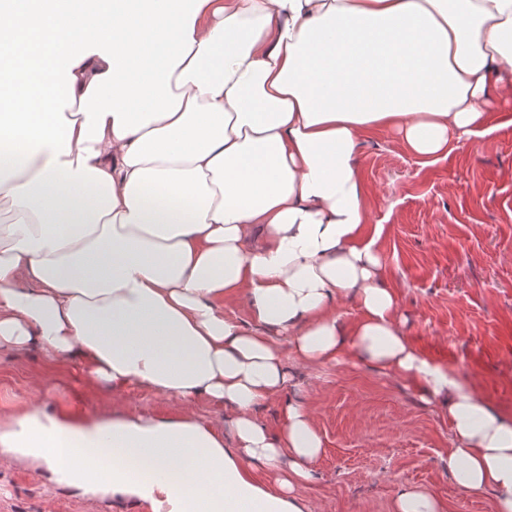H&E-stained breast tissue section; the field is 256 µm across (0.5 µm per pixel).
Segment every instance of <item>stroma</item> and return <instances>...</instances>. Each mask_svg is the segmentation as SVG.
<instances>
[{
	"label": "stroma",
	"instance_id": "obj_1",
	"mask_svg": "<svg viewBox=\"0 0 512 512\" xmlns=\"http://www.w3.org/2000/svg\"><path fill=\"white\" fill-rule=\"evenodd\" d=\"M484 136L453 142L422 166L393 133L358 153L367 227L383 287L392 290L407 342L452 366L512 417V112L493 115ZM52 374L48 411L105 410L173 417L179 402L139 388L121 394L83 377L76 360L48 364L35 351L0 352V412L32 406L33 378ZM310 410L324 441L302 491L315 512H393L405 488L427 490L442 512H496L493 493L458 486L448 471V418L408 379L366 364L302 371L289 391ZM0 512H148L122 499L50 488L42 471L0 470Z\"/></svg>",
	"mask_w": 512,
	"mask_h": 512
}]
</instances>
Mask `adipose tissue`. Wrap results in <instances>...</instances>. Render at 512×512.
<instances>
[{
	"label": "adipose tissue",
	"mask_w": 512,
	"mask_h": 512,
	"mask_svg": "<svg viewBox=\"0 0 512 512\" xmlns=\"http://www.w3.org/2000/svg\"><path fill=\"white\" fill-rule=\"evenodd\" d=\"M42 83L43 113H0V212L19 216L0 225V349L182 410L0 415L1 469L151 512H313L307 408L284 405L274 435L255 411L294 367L353 357L439 402L454 481L512 512V418L401 334L356 164L380 131L430 163L512 107V0H112L111 32L75 28ZM239 300L243 322L224 311Z\"/></svg>",
	"instance_id": "ef3b65f1"
}]
</instances>
